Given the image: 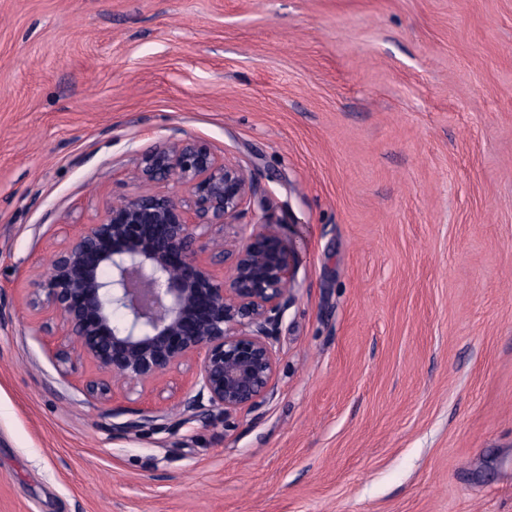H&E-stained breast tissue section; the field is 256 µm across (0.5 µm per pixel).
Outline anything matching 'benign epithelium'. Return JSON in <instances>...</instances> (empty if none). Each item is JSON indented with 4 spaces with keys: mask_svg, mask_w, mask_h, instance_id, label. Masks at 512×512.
Wrapping results in <instances>:
<instances>
[{
    "mask_svg": "<svg viewBox=\"0 0 512 512\" xmlns=\"http://www.w3.org/2000/svg\"><path fill=\"white\" fill-rule=\"evenodd\" d=\"M137 168L143 188L105 205L56 252L27 306L61 319L71 346L58 351L60 363L74 353L96 364L104 378L88 381L86 393L101 405L111 402L112 380L154 384L171 366L190 363L193 395L182 401L190 418L254 409L273 391V331L293 300L288 241L265 219L240 240L209 237L202 261L201 239L236 224L255 197L252 176L194 138L140 150ZM170 180L186 198L158 188ZM215 265L224 268L221 280ZM157 420L142 413L114 429Z\"/></svg>",
    "mask_w": 512,
    "mask_h": 512,
    "instance_id": "1",
    "label": "benign epithelium"
}]
</instances>
